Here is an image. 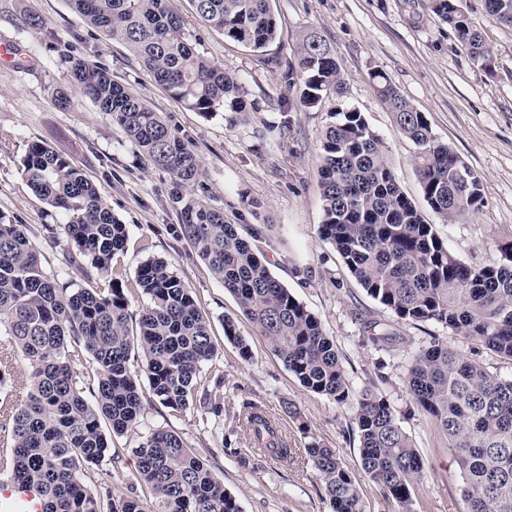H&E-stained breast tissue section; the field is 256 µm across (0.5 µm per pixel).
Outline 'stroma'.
<instances>
[{"label": "stroma", "instance_id": "1", "mask_svg": "<svg viewBox=\"0 0 512 512\" xmlns=\"http://www.w3.org/2000/svg\"><path fill=\"white\" fill-rule=\"evenodd\" d=\"M171 5L195 52L242 76L249 104L245 119L232 120L227 112L205 116L177 102L121 42L87 25L67 0H0V45L9 49L8 58H0V215L24 225L47 273L65 271L76 288L103 280L96 270L87 276L81 269L63 268L72 244L58 228L68 216L35 194L22 175L30 144L44 141L83 170L113 216L126 224L128 240L112 261L113 276L130 289L139 265L165 259L190 285L211 323L217 354L201 373L193 404L177 412L145 400L140 425L113 435L119 452L112 464L114 493L130 492L133 448L152 430L165 429L205 460L242 512H330L323 483L310 464L275 466L256 454L242 461L225 450L228 442L233 448L251 446L237 414L243 403L253 402L275 417L293 447H303L310 434L335 449L356 481L365 512L398 510L361 468L353 409L304 388L243 315L236 297L177 236L172 178L151 165L122 129L71 84L69 65L76 58L108 68L114 80L142 96L176 136L192 145L211 205L223 209L231 223L260 229L257 249L268 258L272 274L335 339L354 393L367 390L390 403L423 461L415 512H462V471L446 435L407 392L408 362L438 338L499 378L512 379V363L438 323L398 318L321 240L318 154L336 102L297 105L283 72L306 34L321 35L345 78L344 102L362 112L382 137L401 190L451 252L480 267L498 260L501 247L512 243V27L487 16L484 0H463L495 52L494 69L488 72L429 9L428 0H270L278 34L261 53L205 24L192 0H171ZM33 15L42 19V28L27 25ZM375 69L388 75L424 113L435 136L480 177L479 211L443 224L429 208L414 165V145L398 131L369 81ZM60 90L70 97L64 108L55 103ZM228 318L249 344L251 360H243L225 338ZM215 392L223 406L219 430L205 423L208 396ZM290 402L299 419L286 414Z\"/></svg>", "mask_w": 512, "mask_h": 512}]
</instances>
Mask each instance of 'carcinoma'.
Listing matches in <instances>:
<instances>
[{
	"mask_svg": "<svg viewBox=\"0 0 512 512\" xmlns=\"http://www.w3.org/2000/svg\"><path fill=\"white\" fill-rule=\"evenodd\" d=\"M87 25L120 40L155 81L188 108L208 115L220 109L247 112L242 77L198 55L186 41L180 16L169 0H68ZM205 24L255 52L275 40L277 21L269 0H192ZM460 0H429L430 8L483 69L494 52ZM486 13L512 26V0H484ZM370 80L393 113L397 128L415 146L414 162L424 199L445 224L455 223L482 203L481 180L432 133L425 115L398 91L385 73ZM80 93L108 115L156 168L179 188L201 193L175 195L178 235L184 238L272 351L307 390L354 410L365 474L400 512H415V483L423 461L386 399L368 391L354 395L333 338L320 320L271 273L251 239L209 204L197 154L169 130L145 100L112 79L101 65L70 61ZM300 85L299 103L315 107L328 94L342 95L345 80L333 49L309 34L284 73ZM321 143L320 238L331 244L349 272L397 317L433 321L480 341L512 362V243L503 260L476 268L461 262L434 233L398 185L383 141L355 108H338ZM29 187L69 215L63 225L76 253L98 270H112L123 251L126 225L112 216L99 189L45 142H33L23 159ZM147 304L129 326L131 296L116 278L108 285L72 288L48 274L24 225L0 215V473L16 484L39 486L44 512H242L234 495L176 434L156 430L132 449L133 483L146 494H113L108 466L119 456L103 425L115 434L137 427L145 397L178 411L189 407L202 367L215 346L210 320L192 288L160 259L136 271ZM224 336L241 357L250 346L234 321ZM142 355L141 367L132 363ZM91 358L86 371L75 366ZM28 367L27 381L13 384L15 363ZM406 387L418 410L448 435L464 471V512H512V380L489 374L443 341L434 340L410 362ZM94 397L90 404L85 395ZM253 443L271 460L290 464L305 455L324 484L331 512H364L357 486L333 449L315 437L289 447L277 423L246 402L239 415ZM95 489L87 487V482Z\"/></svg>",
	"mask_w": 512,
	"mask_h": 512,
	"instance_id": "carcinoma-1",
	"label": "carcinoma"
}]
</instances>
